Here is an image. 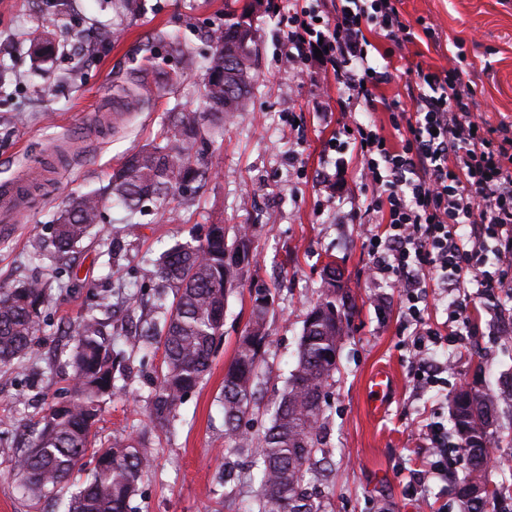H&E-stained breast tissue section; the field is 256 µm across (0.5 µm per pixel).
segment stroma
<instances>
[{
    "mask_svg": "<svg viewBox=\"0 0 512 512\" xmlns=\"http://www.w3.org/2000/svg\"><path fill=\"white\" fill-rule=\"evenodd\" d=\"M225 2L137 0L119 20L111 0H0V180L21 179L31 199L14 223L0 226V287L31 277L58 283L32 354L0 371V512H65L70 491L49 507L22 496L15 452L49 406L68 398L72 343L65 325L95 309L97 291L118 285L134 295L135 316L113 339L125 352L126 369L116 380L120 395L103 406L97 447L132 437L150 449L153 465L135 500L137 512H257L255 488L246 480L251 458L224 438V370L256 295H266L268 346L248 423L251 433H262L296 365L304 320L331 259L341 272L336 295L354 309L327 390L324 472L310 474L311 488L322 493L324 512H458L452 478L464 461L448 405L463 387L496 394L512 374V334L501 328L512 316V288L472 300L470 335L429 350L444 365L436 383L414 379L412 329L398 291L370 277L359 224L340 221L357 208L362 186L360 158L329 149L342 114L336 101L320 98L280 62L282 14L292 0H256L249 16L255 69L249 106L225 122L203 188L133 218L107 205L102 231L63 261L34 246L49 238L71 197L106 190L113 167L159 136L171 108L204 111L207 34L227 21ZM399 9L420 37L398 52L371 35L373 61L391 66L378 97L409 105L408 68L449 67L460 50L475 113L512 125V0H401ZM118 23V38L96 42L95 28ZM38 35L57 45L55 55H30ZM172 35L191 49L194 64L172 51ZM50 81L58 90L46 98L41 88ZM338 156L346 171L332 189L318 173ZM213 220L222 221L230 239L252 227L257 261L228 298L224 340L210 373L179 408L174 432L159 436L148 409L163 354L141 336L158 288L153 263L175 241L205 234ZM379 370L387 372L390 391L378 405L370 380ZM436 422L449 431L448 472L441 476L428 471L424 439ZM227 466L235 478L226 483L220 474Z\"/></svg>",
    "mask_w": 512,
    "mask_h": 512,
    "instance_id": "obj_1",
    "label": "stroma"
}]
</instances>
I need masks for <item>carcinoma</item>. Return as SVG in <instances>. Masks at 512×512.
I'll return each instance as SVG.
<instances>
[{"instance_id":"obj_1","label":"carcinoma","mask_w":512,"mask_h":512,"mask_svg":"<svg viewBox=\"0 0 512 512\" xmlns=\"http://www.w3.org/2000/svg\"><path fill=\"white\" fill-rule=\"evenodd\" d=\"M246 25L240 18L210 33L206 81L216 80L221 89L217 96L206 92L207 111L171 109L160 140L142 146L112 170L109 197L81 194L60 211L46 244L55 259H66L89 235L107 202L121 205L133 216L150 205L164 208L182 186L205 184L208 162L195 145L215 143L224 133V121L236 116L225 110V97L236 100L241 112L248 105L253 81L251 52L234 59L220 49L221 44L234 42ZM254 263L256 254L247 228H241L228 243L219 221L208 225L204 238L177 243L156 260L154 276L173 293L169 304L159 298L162 321L153 327L163 349L161 374L149 406L156 430L172 431L179 406L210 372L224 336L227 297ZM48 301V283L39 278L0 289L1 367L8 369L32 352L41 308ZM266 311V298H255L247 329L225 369L221 397L224 435L254 458L258 512H323L306 476L321 451L326 388L336 373L340 342L348 327V307L336 305L334 262L326 264L323 293L307 313L296 367L274 407L271 425L253 435L245 426L260 384L267 344ZM65 333L74 343L69 358V397L48 409L15 458L21 486L37 503L57 496L65 487L93 448V429L102 404L119 394L115 374L120 360L104 333L102 320L93 314L83 315L70 322ZM498 402L496 397L461 390L450 405L459 450L466 461L464 476L453 486L464 512H487L488 504L498 498L493 492H481L490 485L489 447ZM151 463L149 449L129 438L113 441L97 451L96 465L73 496L69 512H135L133 501Z\"/></svg>"}]
</instances>
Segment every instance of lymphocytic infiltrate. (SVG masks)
Wrapping results in <instances>:
<instances>
[{"label":"lymphocytic infiltrate","instance_id":"lymphocytic-infiltrate-1","mask_svg":"<svg viewBox=\"0 0 512 512\" xmlns=\"http://www.w3.org/2000/svg\"><path fill=\"white\" fill-rule=\"evenodd\" d=\"M399 2L295 0L283 47L287 63L309 79L332 77L340 94L346 137L365 172L364 212L377 218L363 247L378 274L401 290L416 334L414 375L429 383L439 366L428 356L437 333L422 309L426 283L490 292L512 274V136L473 114L460 54L449 68L417 69L410 108L389 104L392 125L406 130L400 147L386 143L375 123L357 120V108L375 109V91L388 79L367 54L368 33L398 47L415 39Z\"/></svg>","mask_w":512,"mask_h":512}]
</instances>
